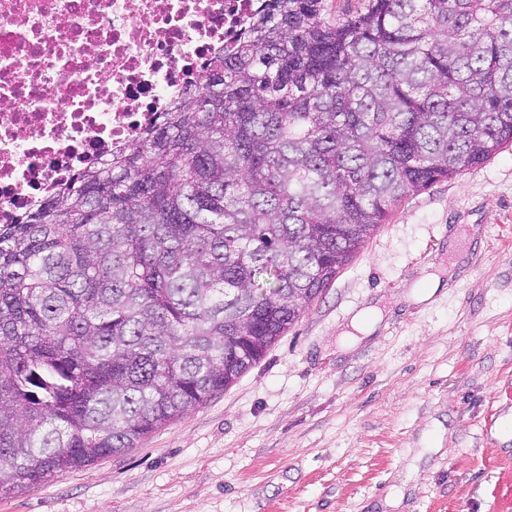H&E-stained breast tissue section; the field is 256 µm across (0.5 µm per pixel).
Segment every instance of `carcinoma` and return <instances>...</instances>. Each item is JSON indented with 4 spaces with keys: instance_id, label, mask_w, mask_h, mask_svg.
<instances>
[{
    "instance_id": "cac0c4a2",
    "label": "carcinoma",
    "mask_w": 512,
    "mask_h": 512,
    "mask_svg": "<svg viewBox=\"0 0 512 512\" xmlns=\"http://www.w3.org/2000/svg\"><path fill=\"white\" fill-rule=\"evenodd\" d=\"M261 0L191 92L0 224V498L224 392L406 196L512 144V0Z\"/></svg>"
}]
</instances>
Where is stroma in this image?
Returning <instances> with one entry per match:
<instances>
[{
  "label": "stroma",
  "instance_id": "obj_1",
  "mask_svg": "<svg viewBox=\"0 0 512 512\" xmlns=\"http://www.w3.org/2000/svg\"><path fill=\"white\" fill-rule=\"evenodd\" d=\"M462 238L458 257L449 246ZM458 266L425 303L412 283ZM375 332L341 349L353 315ZM512 146L404 198L223 393L0 512H512Z\"/></svg>",
  "mask_w": 512,
  "mask_h": 512
}]
</instances>
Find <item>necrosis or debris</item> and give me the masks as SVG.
Here are the masks:
<instances>
[{"instance_id": "obj_1", "label": "necrosis or debris", "mask_w": 512, "mask_h": 512, "mask_svg": "<svg viewBox=\"0 0 512 512\" xmlns=\"http://www.w3.org/2000/svg\"><path fill=\"white\" fill-rule=\"evenodd\" d=\"M259 0H0V224L199 87Z\"/></svg>"}]
</instances>
